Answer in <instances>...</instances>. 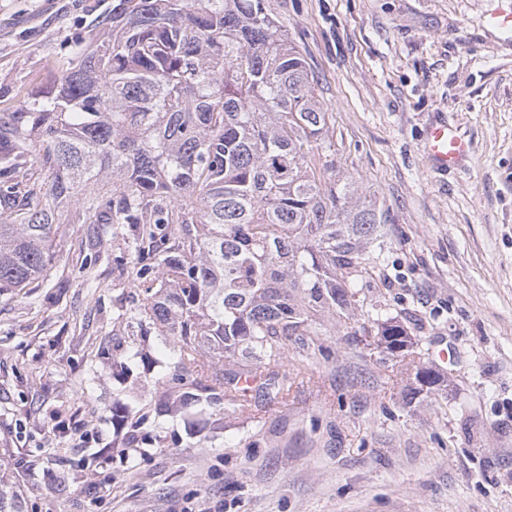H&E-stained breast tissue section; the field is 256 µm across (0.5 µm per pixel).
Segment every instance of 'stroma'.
Here are the masks:
<instances>
[{
  "instance_id": "stroma-1",
  "label": "stroma",
  "mask_w": 512,
  "mask_h": 512,
  "mask_svg": "<svg viewBox=\"0 0 512 512\" xmlns=\"http://www.w3.org/2000/svg\"><path fill=\"white\" fill-rule=\"evenodd\" d=\"M111 2L0 0V113ZM267 3L329 116L316 167L385 220L358 305L289 344L287 401L217 399L191 431L161 411L178 381L124 378L112 357L166 352L138 325L131 227L60 225L44 276L0 290V491L25 512H512V40L486 21L512 0ZM439 120L469 144L445 172L424 150ZM389 318L443 383L421 388L360 334Z\"/></svg>"
}]
</instances>
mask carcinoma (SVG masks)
<instances>
[{
  "label": "carcinoma",
  "instance_id": "1",
  "mask_svg": "<svg viewBox=\"0 0 512 512\" xmlns=\"http://www.w3.org/2000/svg\"><path fill=\"white\" fill-rule=\"evenodd\" d=\"M54 82L0 113V288H24L53 260L60 209L78 224L136 233L139 324L173 340L159 375L192 374L173 402L188 428L219 396L274 370L288 339L322 312L352 310L382 222L357 189L326 181L310 153L327 131L314 78L265 0H112ZM38 152L32 151V145ZM394 357L412 345L377 325ZM422 387L440 374L416 367ZM0 512H24L0 492Z\"/></svg>",
  "mask_w": 512,
  "mask_h": 512
}]
</instances>
